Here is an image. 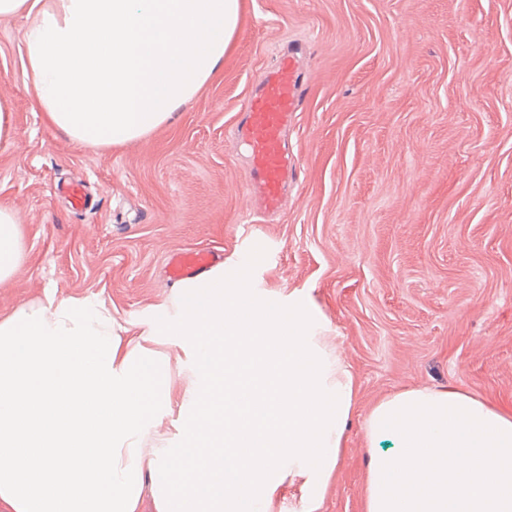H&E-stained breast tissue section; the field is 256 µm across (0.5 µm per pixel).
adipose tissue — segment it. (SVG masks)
<instances>
[{
	"label": "adipose tissue",
	"mask_w": 512,
	"mask_h": 512,
	"mask_svg": "<svg viewBox=\"0 0 512 512\" xmlns=\"http://www.w3.org/2000/svg\"><path fill=\"white\" fill-rule=\"evenodd\" d=\"M242 0H0L23 17L26 86L73 142L149 136L224 63ZM26 258L17 210L0 201V284ZM186 352L174 394L169 355L144 320L126 336L103 306L26 303L0 318V512H266L299 480L317 512L354 399L351 371L316 315L262 295L223 265L177 284L164 322ZM178 407L181 434L162 419ZM375 443L365 512H512V416L452 387L411 388L365 421ZM274 465H266V458ZM227 462L226 483L204 479Z\"/></svg>",
	"instance_id": "ef3b65f1"
}]
</instances>
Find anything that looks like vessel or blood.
Here are the masks:
<instances>
[{"label": "vessel or blood", "mask_w": 512, "mask_h": 512, "mask_svg": "<svg viewBox=\"0 0 512 512\" xmlns=\"http://www.w3.org/2000/svg\"><path fill=\"white\" fill-rule=\"evenodd\" d=\"M303 98L297 54L290 50L282 53L276 64L263 74L247 101L240 128L250 151L247 194L258 200L263 211L280 209L288 182L296 171L285 132ZM217 260V254L209 250L178 251L168 259L167 274L180 281L214 267Z\"/></svg>", "instance_id": "1"}]
</instances>
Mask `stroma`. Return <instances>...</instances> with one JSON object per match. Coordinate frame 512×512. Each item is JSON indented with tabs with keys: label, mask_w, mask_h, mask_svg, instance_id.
<instances>
[{
	"label": "stroma",
	"mask_w": 512,
	"mask_h": 512,
	"mask_svg": "<svg viewBox=\"0 0 512 512\" xmlns=\"http://www.w3.org/2000/svg\"><path fill=\"white\" fill-rule=\"evenodd\" d=\"M24 18H0V200L27 258L0 316L55 294L137 330L168 305V256L248 255L260 292L312 305L356 383L318 512H364L363 423L410 387H456L512 415V0H244L236 43L191 105L137 143L92 148L49 126L23 74ZM299 48L288 126L298 169L250 215L229 152L256 81ZM85 186L73 209L64 191Z\"/></svg>",
	"instance_id": "stroma-1"
}]
</instances>
